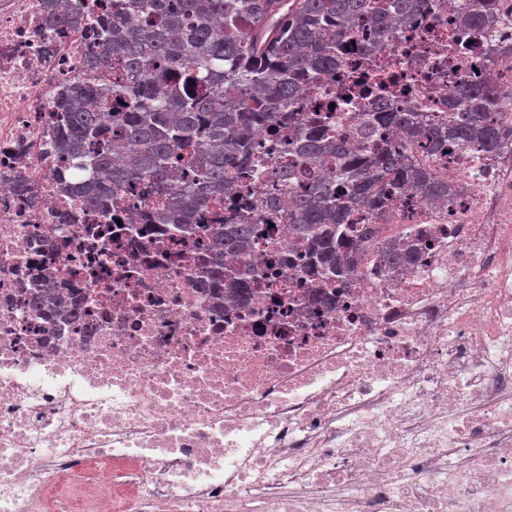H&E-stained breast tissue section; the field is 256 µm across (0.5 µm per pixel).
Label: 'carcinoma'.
Instances as JSON below:
<instances>
[{"label": "carcinoma", "instance_id": "1", "mask_svg": "<svg viewBox=\"0 0 512 512\" xmlns=\"http://www.w3.org/2000/svg\"><path fill=\"white\" fill-rule=\"evenodd\" d=\"M424 6L426 0H112L107 23L93 30V80L57 113V150L95 170L96 193L86 203L148 188L162 201L154 220L191 231L195 216L223 203L227 181L253 162V131L294 119L308 77L336 67L363 31L380 42L389 18ZM493 95L485 82H459L454 97L463 112L428 137L436 145L475 140L497 149ZM320 122L321 131L303 134L296 148L309 164L336 156L337 176L288 198L272 193L268 203L286 211L328 273L343 274L354 267L350 237L376 234L371 224L349 223L350 207L379 211L410 187L441 201L449 188L418 164L411 144L364 154L330 139L328 117ZM255 234L256 225L243 219L211 225V283L224 282V255L246 254ZM386 249L397 264L415 252L396 242Z\"/></svg>", "mask_w": 512, "mask_h": 512}]
</instances>
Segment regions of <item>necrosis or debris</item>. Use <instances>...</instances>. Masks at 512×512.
Returning a JSON list of instances; mask_svg holds the SVG:
<instances>
[{
	"mask_svg": "<svg viewBox=\"0 0 512 512\" xmlns=\"http://www.w3.org/2000/svg\"><path fill=\"white\" fill-rule=\"evenodd\" d=\"M472 0H430L387 40H362L306 83L298 124L255 139V162L194 234L154 223L153 195L82 205L87 171L53 150L56 99L84 75L99 0H0V512H512V0L463 29ZM399 89L378 93L377 74ZM497 93L498 149H418L447 202L405 192L331 279L265 195L289 139L330 102L334 137L400 142L383 108L447 127L453 89ZM26 182L27 193L16 186ZM240 208L262 229L240 299L203 268L209 225ZM416 243L407 263L382 253ZM53 274L57 310L29 309Z\"/></svg>",
	"mask_w": 512,
	"mask_h": 512,
	"instance_id": "necrosis-or-debris-1",
	"label": "necrosis or debris"
}]
</instances>
